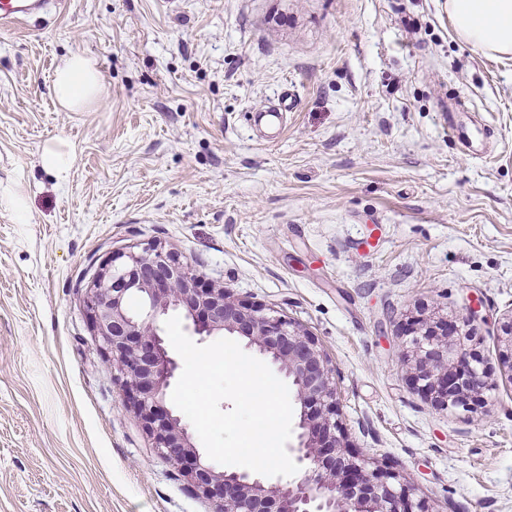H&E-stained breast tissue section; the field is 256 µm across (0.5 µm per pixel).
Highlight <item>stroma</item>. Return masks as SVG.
<instances>
[{
  "instance_id": "stroma-1",
  "label": "stroma",
  "mask_w": 512,
  "mask_h": 512,
  "mask_svg": "<svg viewBox=\"0 0 512 512\" xmlns=\"http://www.w3.org/2000/svg\"><path fill=\"white\" fill-rule=\"evenodd\" d=\"M73 52L103 82L82 112L51 90ZM287 90L267 140L250 115ZM459 101L481 157L448 132ZM153 245L312 333L347 442L414 499L512 512V56L460 41L448 0H66L0 27V512H211L86 309L112 253ZM465 314L487 387L446 410L404 329Z\"/></svg>"
}]
</instances>
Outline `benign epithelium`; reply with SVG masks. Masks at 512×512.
Wrapping results in <instances>:
<instances>
[{
  "mask_svg": "<svg viewBox=\"0 0 512 512\" xmlns=\"http://www.w3.org/2000/svg\"><path fill=\"white\" fill-rule=\"evenodd\" d=\"M133 295L142 311L129 308ZM95 336L119 372L129 400L166 461L183 467L212 512H434L413 501L411 485L371 466L344 441L336 419L334 369L318 340L300 324L207 284L178 255L157 245L118 253L93 278L87 302ZM180 310L200 333L235 336L265 356L291 382L297 434L288 451L300 474L268 484L246 471L220 470L202 460L188 427L164 406L178 365L156 325ZM461 323L416 318L405 358L413 382L437 407H468L485 387L484 361L460 347Z\"/></svg>",
  "mask_w": 512,
  "mask_h": 512,
  "instance_id": "7a95c632",
  "label": "benign epithelium"
}]
</instances>
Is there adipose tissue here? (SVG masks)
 <instances>
[{
	"label": "adipose tissue",
	"mask_w": 512,
	"mask_h": 512,
	"mask_svg": "<svg viewBox=\"0 0 512 512\" xmlns=\"http://www.w3.org/2000/svg\"><path fill=\"white\" fill-rule=\"evenodd\" d=\"M448 18L473 50L512 55V0H448ZM53 93L69 112L101 103L103 85L95 59L80 52L68 55L54 72Z\"/></svg>",
	"instance_id": "adipose-tissue-1"
}]
</instances>
